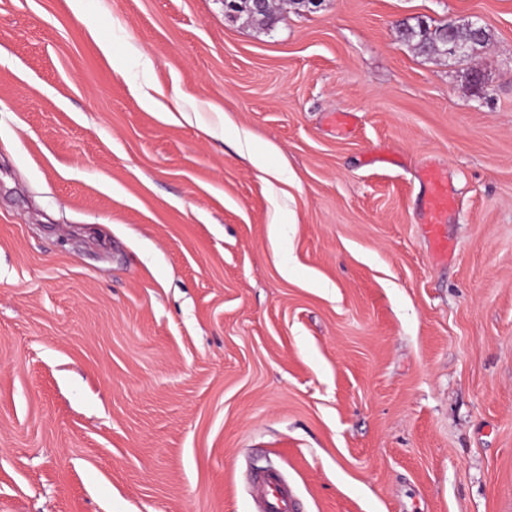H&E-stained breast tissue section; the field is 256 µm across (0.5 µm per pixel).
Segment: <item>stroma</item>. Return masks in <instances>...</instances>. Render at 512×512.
Listing matches in <instances>:
<instances>
[{"label":"stroma","instance_id":"stroma-1","mask_svg":"<svg viewBox=\"0 0 512 512\" xmlns=\"http://www.w3.org/2000/svg\"><path fill=\"white\" fill-rule=\"evenodd\" d=\"M267 468L512 512V0H0V512H256ZM405 35L410 41H415L416 48L423 54H450L459 57H470L487 42V32L475 37L470 29L460 27L455 21H448L431 29L430 25L418 23L416 27L409 26ZM455 46L457 52L451 50ZM422 179L429 188L425 225L432 252L439 258L448 259L453 249L442 232V226L448 211L454 207V196L448 190V183L438 171L427 169L423 172Z\"/></svg>","mask_w":512,"mask_h":512}]
</instances>
